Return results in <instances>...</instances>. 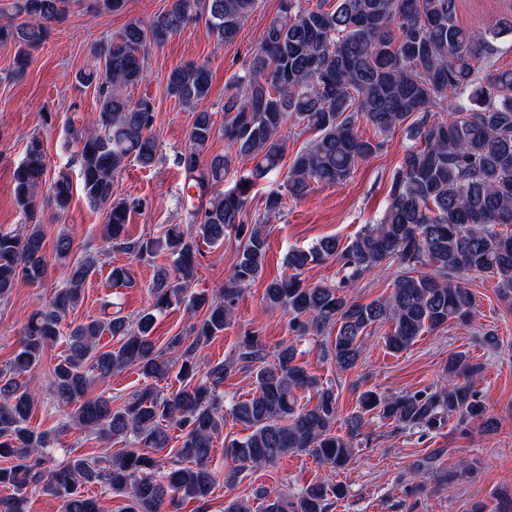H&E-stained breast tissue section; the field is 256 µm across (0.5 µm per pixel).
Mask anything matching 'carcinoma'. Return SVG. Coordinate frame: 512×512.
I'll return each instance as SVG.
<instances>
[{
	"mask_svg": "<svg viewBox=\"0 0 512 512\" xmlns=\"http://www.w3.org/2000/svg\"><path fill=\"white\" fill-rule=\"evenodd\" d=\"M69 0H13L0 15V45L16 47L13 71L24 72L33 49L45 44L66 16ZM259 6V0H167L153 18L127 24L119 34L93 48L98 66L81 71L79 84H98L95 118L80 127L69 120L67 134L78 148L83 194L106 211L104 239L134 258L172 259L149 285L148 306L136 318L117 314L67 326L66 314L80 302L93 262H72V240L61 232L56 259L66 265L64 281L23 328L20 349L0 369V512H25L29 491L43 489L58 497L63 512H101L98 500L82 491L102 483L127 499L125 512H164L177 498L206 505L216 481L208 462L214 438L224 429V380L239 369L255 373V393L232 404L231 416L248 434L224 438V457L235 465L224 471V485L240 481L247 469L276 465L290 453L309 455L331 469L351 462L354 440L368 413L390 422L397 432L435 437L451 419L465 427L477 422L484 433L496 430L475 389L482 365L457 352L448 357L446 384L432 390L383 395L372 390L359 397V412L336 432L337 396L297 362V342L309 333L329 336L323 359L339 372L355 369L371 331L388 326L385 348L407 351L425 332L473 313L471 274L497 281L512 297V70L484 68L488 47L484 32L458 22L457 0H280L279 15L266 28L258 47L235 74L224 95V152L208 154L215 135L213 113L199 110L212 86L210 69L188 64L170 71L166 90L196 118L188 145L176 161L185 175L184 193L198 199L189 224L167 229L162 237L132 238L127 233L133 201L113 196L117 173L133 161L151 167L160 158L154 133L155 108L148 98L132 101L127 90L146 69L145 49L161 45L192 22L205 20L206 32L231 42ZM315 132L294 157L284 179L285 192L265 202L268 214L281 212L284 199H302L315 186H333L378 154L390 134L406 128L413 144L403 153L391 178L379 219L342 245L334 237L292 251L288 272L266 286L264 300L290 316L293 337L270 352L260 336L241 337L233 358L201 367L198 350L224 332L248 285L266 266L270 247L266 225L246 222L251 189L281 170L288 122ZM374 130L365 138L360 125ZM43 138L29 137L25 155L13 172L16 199L34 219L37 194L46 174ZM240 159L253 162L224 184ZM73 183L58 174L48 202L63 215L70 208ZM234 237L238 259L224 285L212 292H191L203 257L201 244L215 246ZM334 259L343 273L339 285L312 284L308 266ZM395 264L399 274L388 295L369 303L347 297L343 289ZM48 271L41 224L20 233L0 230V299L23 279L43 280ZM186 305L202 318L191 336L175 334L165 347L152 339L159 314ZM116 347L99 345L103 334ZM66 350L49 370L50 400L63 413L65 426L131 448L103 467L99 460L71 456L46 473L40 449L51 445L47 432L27 427L39 384L32 380L44 350L59 338ZM178 368L179 387L166 394L146 386L119 405L112 397L93 396L94 376L110 377L133 369L146 379L166 378ZM316 390V403L300 405L297 391ZM181 445L163 459L170 429ZM446 449L434 448L412 465L417 476L434 473ZM346 497L342 483H316L288 493L259 486L254 499L261 512H331Z\"/></svg>",
	"mask_w": 512,
	"mask_h": 512,
	"instance_id": "1",
	"label": "carcinoma"
}]
</instances>
